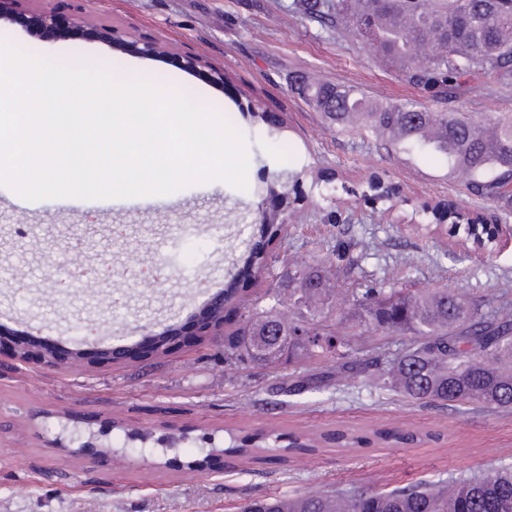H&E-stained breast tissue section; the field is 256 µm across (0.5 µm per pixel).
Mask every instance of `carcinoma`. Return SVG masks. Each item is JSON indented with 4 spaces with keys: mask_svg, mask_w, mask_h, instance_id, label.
Segmentation results:
<instances>
[{
    "mask_svg": "<svg viewBox=\"0 0 512 512\" xmlns=\"http://www.w3.org/2000/svg\"><path fill=\"white\" fill-rule=\"evenodd\" d=\"M291 9L373 45L383 65L434 98L461 97L477 76L512 83V0H293ZM425 38L434 49L421 55ZM300 91L336 128L357 123L397 149L443 155L452 171L467 176L472 195L512 204L511 118L487 123L414 102L373 104L353 85L307 83ZM271 277L268 304L244 307L239 325L224 336V357L241 361L259 350L266 365L324 357L352 368L351 334L328 325L333 288L324 270L290 264L288 273ZM285 296L292 311L287 318L279 310ZM505 306L446 288H396L382 279L356 293L342 319L382 336L408 337L395 351L373 349L370 366L380 388L420 405L510 409L512 314H502ZM374 436L415 440L396 430ZM329 440L342 449L371 444L347 430ZM292 446L274 440L256 448L272 460ZM241 512H512V466L384 492L256 497Z\"/></svg>",
    "mask_w": 512,
    "mask_h": 512,
    "instance_id": "1",
    "label": "carcinoma"
}]
</instances>
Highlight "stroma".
Masks as SVG:
<instances>
[{"label": "stroma", "instance_id": "obj_1", "mask_svg": "<svg viewBox=\"0 0 512 512\" xmlns=\"http://www.w3.org/2000/svg\"><path fill=\"white\" fill-rule=\"evenodd\" d=\"M292 0H5L0 41L48 57L88 60L132 78L187 91L236 114L248 144V188L223 182L162 196L26 201L0 186V324L35 327L63 341L73 327L122 345L182 328L238 271V303L264 297L271 273L295 260L326 268L335 308L371 279L398 288L445 286L512 302V212L471 195L445 159L385 148L370 133L329 127L293 88L296 77L355 85L379 102L416 99L437 112L490 121L512 116V86L471 81L460 99L437 100L401 81L371 47L321 29ZM72 32L44 37L32 18L48 11ZM157 51L142 54V43ZM270 113L281 120L270 125ZM298 173L277 234L250 226L267 271L238 263L237 227L256 211L257 189L281 169ZM450 204L501 225L493 254L435 219ZM71 254L96 270L74 284L49 267ZM161 280H154V273ZM397 429L410 445L347 452L324 443L336 430ZM261 432L301 435L313 449L286 461L234 455ZM103 436L111 460L87 468L73 434ZM148 464H141V457ZM194 461L200 471H189ZM512 463V411L420 407L371 387L332 361L265 367L227 363L209 337L169 343L164 354L68 369L0 351V512H240L256 496H294L358 485L389 489L471 476Z\"/></svg>", "mask_w": 512, "mask_h": 512}]
</instances>
